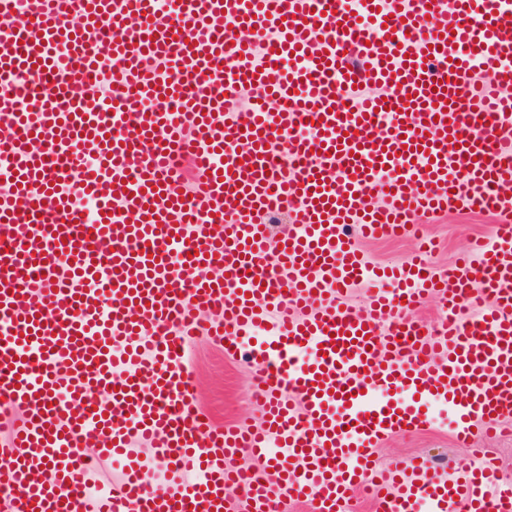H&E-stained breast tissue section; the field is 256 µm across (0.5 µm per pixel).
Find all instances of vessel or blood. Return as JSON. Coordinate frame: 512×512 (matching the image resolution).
<instances>
[{
    "instance_id": "b4317fda",
    "label": "vessel or blood",
    "mask_w": 512,
    "mask_h": 512,
    "mask_svg": "<svg viewBox=\"0 0 512 512\" xmlns=\"http://www.w3.org/2000/svg\"><path fill=\"white\" fill-rule=\"evenodd\" d=\"M168 4L0 0V512H512L483 449L375 456L434 405L463 445L512 425V224L445 268L356 243L512 215V0ZM197 335L249 358L259 429L198 407Z\"/></svg>"
}]
</instances>
